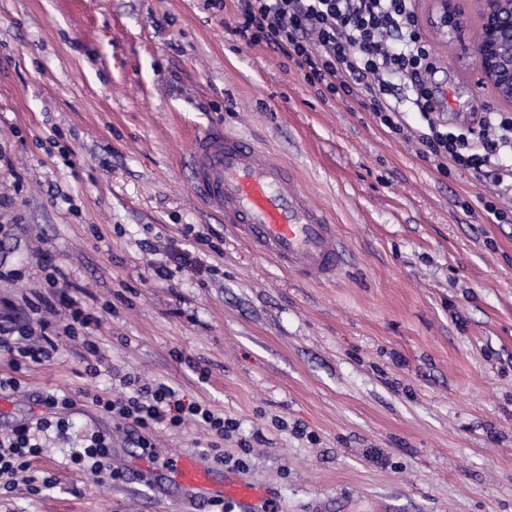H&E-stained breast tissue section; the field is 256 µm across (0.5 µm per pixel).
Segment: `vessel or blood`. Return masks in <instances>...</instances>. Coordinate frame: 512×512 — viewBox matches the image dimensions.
Listing matches in <instances>:
<instances>
[{
	"mask_svg": "<svg viewBox=\"0 0 512 512\" xmlns=\"http://www.w3.org/2000/svg\"><path fill=\"white\" fill-rule=\"evenodd\" d=\"M191 187L236 236L281 269L310 281L334 280L347 250L325 215L312 207L288 166L262 156L247 139L221 129L198 134L191 152ZM158 482L187 486L251 512L266 492L239 473H217L206 457L183 456Z\"/></svg>",
	"mask_w": 512,
	"mask_h": 512,
	"instance_id": "vessel-or-blood-1",
	"label": "vessel or blood"
}]
</instances>
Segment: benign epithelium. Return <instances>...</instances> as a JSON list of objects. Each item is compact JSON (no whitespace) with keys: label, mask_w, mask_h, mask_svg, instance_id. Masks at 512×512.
I'll list each match as a JSON object with an SVG mask.
<instances>
[{"label":"benign epithelium","mask_w":512,"mask_h":512,"mask_svg":"<svg viewBox=\"0 0 512 512\" xmlns=\"http://www.w3.org/2000/svg\"><path fill=\"white\" fill-rule=\"evenodd\" d=\"M479 5L480 35L471 39L468 11ZM439 23L462 53L472 59L480 81L512 100V0H442Z\"/></svg>","instance_id":"obj_1"}]
</instances>
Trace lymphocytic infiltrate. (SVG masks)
<instances>
[{
    "mask_svg": "<svg viewBox=\"0 0 512 512\" xmlns=\"http://www.w3.org/2000/svg\"><path fill=\"white\" fill-rule=\"evenodd\" d=\"M228 28L247 45L280 54L321 95L360 100L388 134L414 138L441 173L468 170L512 192V164L501 158L512 152V113L486 112L463 128L440 119L439 99L424 79L434 67V54L420 34L410 0H236ZM398 75L408 77L406 87L395 84ZM410 110L420 115V127L407 122ZM55 308L45 297L27 310L0 317V354L10 367L0 372V393L20 389L22 365L43 362L56 352L49 324L41 318ZM124 383L128 393L113 398L96 394L92 401L113 421L130 427L143 454L154 453V429L177 428L188 419L216 436L210 446L214 452L219 440L238 428L206 404L185 401L171 385L141 384L129 377ZM38 401L46 412L36 425L18 424L0 435V476L29 472L40 453L41 434L68 431L73 400L46 392Z\"/></svg>",
    "mask_w": 512,
    "mask_h": 512,
    "instance_id": "obj_1",
    "label": "lymphocytic infiltrate"
}]
</instances>
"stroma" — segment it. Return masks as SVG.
<instances>
[{"instance_id": "stroma-1", "label": "stroma", "mask_w": 512, "mask_h": 512, "mask_svg": "<svg viewBox=\"0 0 512 512\" xmlns=\"http://www.w3.org/2000/svg\"><path fill=\"white\" fill-rule=\"evenodd\" d=\"M412 0L449 124L507 112L470 59ZM207 0H0V313L37 301L61 268L99 321L102 359L80 342L0 394V433L36 424L46 391L75 405L64 438L32 463L50 487H0V512H208V502L71 456L112 435L113 469L143 457L92 403L124 376L165 382L238 429L271 512H512V223L490 224L492 184L441 174L357 101L324 100L280 55L248 47ZM208 128L238 133L292 167L350 260L335 282L289 274L237 241L193 193L185 163ZM23 224L16 236L12 225ZM212 230L202 265L187 259ZM164 267L170 279L156 270ZM153 468L214 437L188 422L153 433Z\"/></svg>"}]
</instances>
